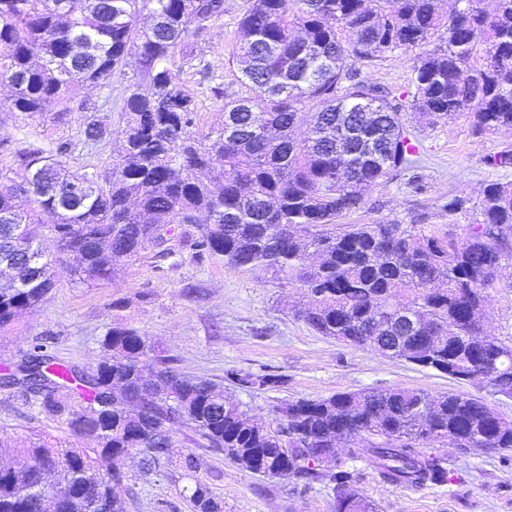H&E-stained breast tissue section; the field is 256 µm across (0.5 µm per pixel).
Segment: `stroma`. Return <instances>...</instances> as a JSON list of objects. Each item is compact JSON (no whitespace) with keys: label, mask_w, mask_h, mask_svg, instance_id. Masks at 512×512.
Masks as SVG:
<instances>
[{"label":"stroma","mask_w":512,"mask_h":512,"mask_svg":"<svg viewBox=\"0 0 512 512\" xmlns=\"http://www.w3.org/2000/svg\"><path fill=\"white\" fill-rule=\"evenodd\" d=\"M248 0H224V14L199 37L195 58L175 57L173 67L196 107L195 128L205 130L220 119L223 98L211 88L223 85L237 96L249 89L239 80L233 53L239 22ZM412 63L400 53L376 58L366 73L392 95L408 89ZM123 88L110 90L81 85L78 99L113 104L95 113L105 131L94 146H84L86 114L60 117L53 112L28 114L11 107V89L0 81V174L19 182L25 175L16 153L33 142H68L73 151L67 162L79 173L105 172L119 159L120 114L114 104ZM422 163L415 176H401L374 188L362 204L346 215L349 224L410 223L425 214L428 223L462 236L472 217L448 215L449 196L478 198L491 182L512 183V168L493 169L483 164L488 153L512 145V129L493 135H473L467 115L448 123L418 127ZM423 189L415 191L411 179ZM194 228L171 225L163 240L146 244L119 263L111 279L81 283L73 263L61 254L52 237L41 240L47 255L57 260L55 285L41 307L22 314L0 331V371L13 366L39 340L49 341L56 358L77 368H91L105 352L103 335L113 327H132L149 336L154 355L168 359L173 369L192 378L224 385L248 414L275 423L276 408L299 398L318 399L343 392L392 388L422 389L434 394L454 392L483 400L512 421V398L494 394L479 381L448 378L418 365L389 358L369 348H354L315 334L293 309L305 301L301 288L272 278L264 271L231 270L219 256L198 254L191 245ZM489 334L512 341V259L504 261L499 286L487 310ZM265 371L281 377L274 388L244 390L226 384L227 371ZM33 435L70 441L65 423L46 418L24 404L10 390L0 388V438L12 447ZM453 477L448 485L406 488L380 483L366 462H357L360 490L379 512H512V451H460L438 447ZM196 475L223 500L224 512H336V500L323 485L293 479L263 478L239 469L222 453L196 449ZM128 478L118 487L126 512H170L181 505L180 492L188 479L174 468L166 477L149 479L139 474V459L125 465Z\"/></svg>","instance_id":"35a3bbf8"}]
</instances>
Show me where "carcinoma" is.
<instances>
[{
  "mask_svg": "<svg viewBox=\"0 0 512 512\" xmlns=\"http://www.w3.org/2000/svg\"><path fill=\"white\" fill-rule=\"evenodd\" d=\"M224 14V0H0V79L18 112H98L74 101L79 85L125 83L121 162L108 174L75 176L72 145L18 155L37 175L6 185L0 174V329L39 307L53 288V265L39 240L48 233L74 257L82 282L110 278L113 266L162 238L170 224H194L198 253L228 269L260 268L298 284L308 297L297 312L315 333L356 348L373 336L406 340L416 364L433 354L458 379L478 378L512 398V344L486 333L490 291L502 260L512 258V184H487L475 221L455 239L423 224H337L374 187L418 168L421 144L408 110L431 123L470 114L482 135L512 129V0H250L237 48L241 81L252 95L222 86L224 117L195 133V107L172 69L176 52ZM413 60L411 88L393 96L363 73L386 53ZM512 167V149L484 156ZM86 183L80 207L65 202ZM412 311L426 329H402ZM112 356L95 384L54 361L37 343L27 375L9 389L39 413L95 441L75 448L30 438L0 465V512H90L114 496L121 466L141 456L144 476L166 474L176 435L212 448L241 469L269 478L320 482L336 497L372 502L350 463H369L381 482L418 487L450 480L443 460L425 452L449 440L465 451L476 436L490 450H512V426L461 393L393 388L292 400L280 426L251 419L224 387L189 378L159 361L145 375L150 337L117 327L104 335ZM248 389L276 387L272 374L230 371ZM348 457L327 468L316 457L336 442ZM182 499L190 512H224L210 486L191 475Z\"/></svg>",
  "mask_w": 512,
  "mask_h": 512,
  "instance_id": "1",
  "label": "carcinoma"
}]
</instances>
